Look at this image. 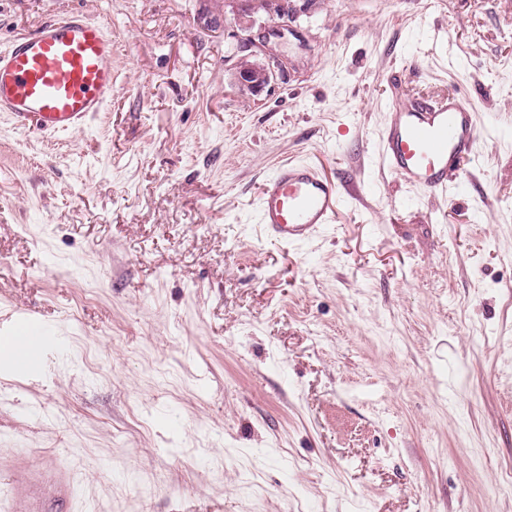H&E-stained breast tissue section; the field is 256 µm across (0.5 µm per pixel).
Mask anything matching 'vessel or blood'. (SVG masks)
<instances>
[{"label": "vessel or blood", "mask_w": 512, "mask_h": 512, "mask_svg": "<svg viewBox=\"0 0 512 512\" xmlns=\"http://www.w3.org/2000/svg\"><path fill=\"white\" fill-rule=\"evenodd\" d=\"M115 48L104 24L72 11L0 50V112L41 134L83 129L112 99ZM392 110L377 145L383 167L409 188L452 196L465 177L478 137L476 114L454 94L426 99L393 88ZM340 187L308 162H287L265 177L258 192L259 222L285 245L309 241L338 216ZM14 323L29 348L13 357L16 375L39 368L30 349L47 339L35 312H17ZM76 493L68 473L39 485L40 502Z\"/></svg>", "instance_id": "1"}]
</instances>
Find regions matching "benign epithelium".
I'll list each match as a JSON object with an SVG mask.
<instances>
[{"label": "benign epithelium", "instance_id": "1", "mask_svg": "<svg viewBox=\"0 0 512 512\" xmlns=\"http://www.w3.org/2000/svg\"><path fill=\"white\" fill-rule=\"evenodd\" d=\"M211 2L197 24L222 25L251 51L254 60L244 58L237 66L238 83L250 91L264 87L275 70L284 66V61L269 48L270 39L293 33L299 17L313 6V0H239L240 8L229 12L226 6L230 0Z\"/></svg>", "mask_w": 512, "mask_h": 512}]
</instances>
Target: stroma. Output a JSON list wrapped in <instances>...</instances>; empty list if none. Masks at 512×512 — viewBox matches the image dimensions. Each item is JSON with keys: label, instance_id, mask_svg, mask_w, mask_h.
<instances>
[{"label": "stroma", "instance_id": "35a3bbf8", "mask_svg": "<svg viewBox=\"0 0 512 512\" xmlns=\"http://www.w3.org/2000/svg\"><path fill=\"white\" fill-rule=\"evenodd\" d=\"M209 6L0 0V47L79 10L116 48L83 130L0 112V334L57 338L0 468L71 469L46 512H512V0H316L256 93ZM395 73L476 112L461 196L380 167ZM293 159L365 188L299 246L257 212ZM14 324L18 332L26 336L32 346H39L48 340H55V336H48L44 322L33 311H19L14 317Z\"/></svg>", "mask_w": 512, "mask_h": 512}]
</instances>
